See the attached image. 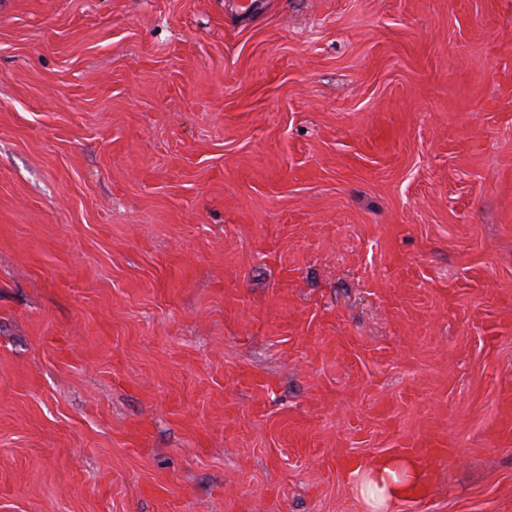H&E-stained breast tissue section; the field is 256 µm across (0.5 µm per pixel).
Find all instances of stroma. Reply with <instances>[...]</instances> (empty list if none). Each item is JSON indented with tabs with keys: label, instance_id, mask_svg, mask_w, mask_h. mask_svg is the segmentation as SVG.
Listing matches in <instances>:
<instances>
[{
	"label": "stroma",
	"instance_id": "1",
	"mask_svg": "<svg viewBox=\"0 0 512 512\" xmlns=\"http://www.w3.org/2000/svg\"><path fill=\"white\" fill-rule=\"evenodd\" d=\"M507 385L512 0H0V512H512ZM420 481V469L412 461L382 457L365 465L361 492L386 504L405 499L409 487Z\"/></svg>",
	"mask_w": 512,
	"mask_h": 512
}]
</instances>
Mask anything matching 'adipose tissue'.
I'll list each match as a JSON object with an SVG mask.
<instances>
[{"mask_svg": "<svg viewBox=\"0 0 512 512\" xmlns=\"http://www.w3.org/2000/svg\"><path fill=\"white\" fill-rule=\"evenodd\" d=\"M415 463L396 457L374 459L364 467L362 494L381 504L404 499L409 487L420 482Z\"/></svg>", "mask_w": 512, "mask_h": 512, "instance_id": "ef3b65f1", "label": "adipose tissue"}]
</instances>
